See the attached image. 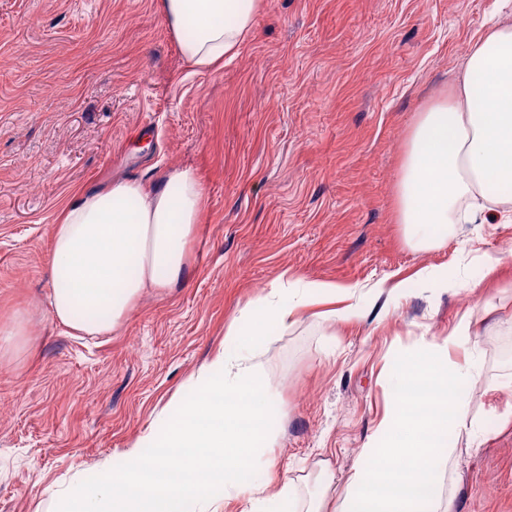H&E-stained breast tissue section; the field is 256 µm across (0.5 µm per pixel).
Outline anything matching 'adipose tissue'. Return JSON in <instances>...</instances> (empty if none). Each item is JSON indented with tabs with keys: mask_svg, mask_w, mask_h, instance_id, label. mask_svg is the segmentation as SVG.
<instances>
[{
	"mask_svg": "<svg viewBox=\"0 0 512 512\" xmlns=\"http://www.w3.org/2000/svg\"><path fill=\"white\" fill-rule=\"evenodd\" d=\"M160 8L191 68L210 71L241 51L259 0H160ZM493 185L512 186V27L497 25L486 28L447 94L411 127L397 187L407 241L427 249L493 206L512 207V197L489 194ZM203 199L189 169L170 172L159 189L115 179L74 192L52 235L53 320L100 334L121 323L145 289L182 284ZM335 293L329 283L275 278L229 325L223 351L195 379L190 397L121 463L102 466L93 485L59 495L57 512H214L230 495L246 499L243 512H326L287 473L261 484L250 478L256 455L275 436V397L253 352L270 328L288 330L300 310ZM470 331L462 315L448 338L402 357L378 441L362 449L336 512H452L427 477L453 462L449 436L476 433L467 398L449 397L479 375L476 357L463 365L449 357ZM425 385L436 395L423 396ZM166 449L180 453V474L169 472Z\"/></svg>",
	"mask_w": 512,
	"mask_h": 512,
	"instance_id": "adipose-tissue-1",
	"label": "adipose tissue"
}]
</instances>
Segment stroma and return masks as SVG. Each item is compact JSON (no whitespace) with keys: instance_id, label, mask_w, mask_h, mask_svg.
Returning <instances> with one entry per match:
<instances>
[{"instance_id":"obj_1","label":"stroma","mask_w":512,"mask_h":512,"mask_svg":"<svg viewBox=\"0 0 512 512\" xmlns=\"http://www.w3.org/2000/svg\"><path fill=\"white\" fill-rule=\"evenodd\" d=\"M492 18L512 26V0H261L240 54L196 72L158 0H0V326L26 328L0 356V512H48L60 490L92 484L186 399L282 273L353 288L363 316L323 323V302L270 331L258 359L277 438L253 479L273 466L342 499L390 369L466 313L470 340L450 357L479 355L469 402L482 435L457 439L452 471L432 479L454 512H512V222L460 224L417 250L396 221L415 117ZM174 169L196 172L205 195L183 285L146 291L105 333L54 323L62 204L116 178L160 186ZM426 267L448 270V290L418 283ZM386 278L406 291L368 294ZM321 460L332 486L316 480Z\"/></svg>"}]
</instances>
